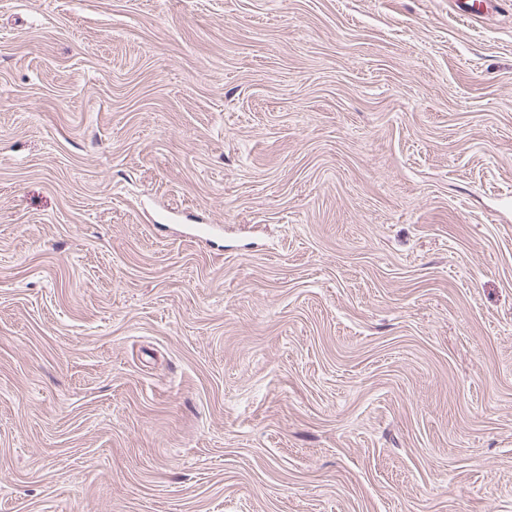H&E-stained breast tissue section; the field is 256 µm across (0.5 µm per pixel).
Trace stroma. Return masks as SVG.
Returning a JSON list of instances; mask_svg holds the SVG:
<instances>
[{
  "mask_svg": "<svg viewBox=\"0 0 512 512\" xmlns=\"http://www.w3.org/2000/svg\"><path fill=\"white\" fill-rule=\"evenodd\" d=\"M0 512H512V13L0 0Z\"/></svg>",
  "mask_w": 512,
  "mask_h": 512,
  "instance_id": "stroma-1",
  "label": "stroma"
}]
</instances>
